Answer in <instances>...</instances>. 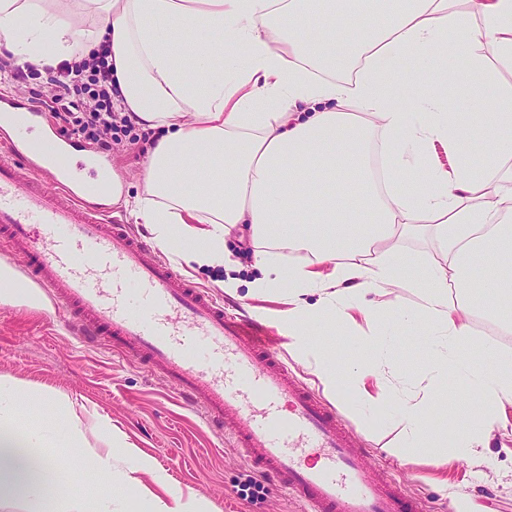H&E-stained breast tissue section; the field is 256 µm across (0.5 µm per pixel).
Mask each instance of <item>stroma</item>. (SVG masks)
<instances>
[{
    "instance_id": "stroma-1",
    "label": "stroma",
    "mask_w": 512,
    "mask_h": 512,
    "mask_svg": "<svg viewBox=\"0 0 512 512\" xmlns=\"http://www.w3.org/2000/svg\"><path fill=\"white\" fill-rule=\"evenodd\" d=\"M150 139H122L114 144L112 169L123 193L142 190L143 169ZM231 258L242 280L237 292L220 287L223 269H192L180 273L198 287L223 298L225 308L244 316L267 332L272 351L287 364L315 396L334 407L358 431L359 448L370 454L379 477L396 481L408 496L419 498L427 512H454L448 496L456 489L471 499L476 512H512V411L496 428L479 459L457 460L449 449L411 448L400 457L393 447L400 426L393 402L366 406L357 388L342 394L325 390L308 364L295 356L292 341L281 323L288 305L272 295L250 292L253 257L238 232L226 237ZM34 289L16 283L0 287V376L11 378L19 392L17 418L28 427L43 428L51 439L46 453L57 461V486L62 495L93 500L103 489L102 477L92 468L96 456H112V512H152L160 495L153 474L167 475L169 486L183 496L205 500L211 512H299V504L268 478L258 477L231 439H219L201 414L184 405L169 385L133 355H118L71 334L53 311L39 312ZM389 385L405 394L438 384L453 387V374L431 378L427 363L413 350L407 334H394L390 350ZM71 401L82 422L84 445L71 447L66 423L54 397ZM106 419L126 444L149 458L153 472H130L120 450L106 451L95 425ZM259 478L260 500L240 495L247 478Z\"/></svg>"
}]
</instances>
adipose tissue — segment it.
Returning <instances> with one entry per match:
<instances>
[{
	"label": "adipose tissue",
	"mask_w": 512,
	"mask_h": 512,
	"mask_svg": "<svg viewBox=\"0 0 512 512\" xmlns=\"http://www.w3.org/2000/svg\"><path fill=\"white\" fill-rule=\"evenodd\" d=\"M164 25L180 32L158 35ZM112 50L119 107L156 131L143 192L125 205L150 225L167 254L206 267L230 262L226 237L246 225L258 293L287 291L282 324L330 389L375 378L395 398L406 446L479 455L512 406V358L480 364L469 353L470 314L498 318L512 301V0H0V47L18 61L87 57ZM408 59L419 81L402 99L387 88L394 62ZM452 59L464 70L449 67ZM493 112L472 130L458 87ZM478 132L481 160L457 144ZM442 145L450 165L430 163ZM425 234L446 254L407 279L416 256L385 248L393 235ZM301 254L297 265L274 251ZM418 294V310L389 308L391 289ZM316 301H309V294ZM366 299L373 326L358 335L350 309ZM339 326L370 362L341 366L317 339ZM414 336L449 369L477 406L456 391L423 401L396 397L381 370L392 329ZM0 377V492L36 512L54 493L37 430L18 431ZM452 414L450 434L430 427L423 403Z\"/></svg>",
	"instance_id": "adipose-tissue-1"
}]
</instances>
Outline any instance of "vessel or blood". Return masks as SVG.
Here are the masks:
<instances>
[{
  "label": "vessel or blood",
  "mask_w": 512,
  "mask_h": 512,
  "mask_svg": "<svg viewBox=\"0 0 512 512\" xmlns=\"http://www.w3.org/2000/svg\"><path fill=\"white\" fill-rule=\"evenodd\" d=\"M8 117L12 134L0 142L6 279L27 280L72 333L142 360L302 512H425L391 482L371 478L367 453L353 449L355 430L274 358L247 320L192 285L129 225L104 230L109 207L90 201L83 173L107 168V158L77 155L63 136L52 150L76 163L49 168L30 149L45 125L42 110L0 93V121ZM308 448L319 449V463H306Z\"/></svg>",
  "instance_id": "b4317fda"
}]
</instances>
